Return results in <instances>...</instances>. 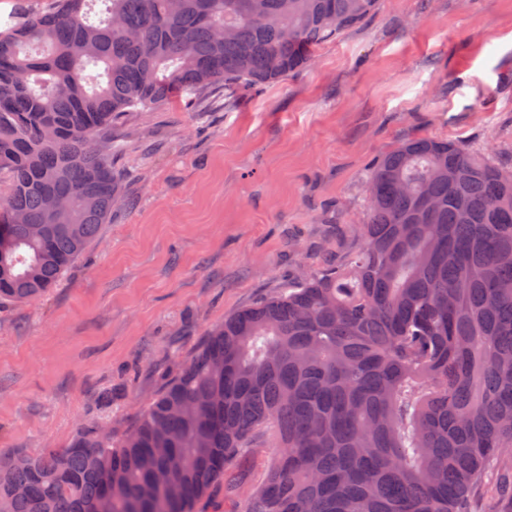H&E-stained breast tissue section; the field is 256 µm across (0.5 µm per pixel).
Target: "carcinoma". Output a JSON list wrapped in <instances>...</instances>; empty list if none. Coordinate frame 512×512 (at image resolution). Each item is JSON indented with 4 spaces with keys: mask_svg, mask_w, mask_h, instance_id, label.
Masks as SVG:
<instances>
[{
    "mask_svg": "<svg viewBox=\"0 0 512 512\" xmlns=\"http://www.w3.org/2000/svg\"><path fill=\"white\" fill-rule=\"evenodd\" d=\"M378 0H21L0 21V305L98 237L115 179L93 141L126 112L262 86ZM512 167L414 137L366 182L360 248L224 318L118 441L0 454V512H194L254 434L275 462L247 512H468L512 473Z\"/></svg>",
    "mask_w": 512,
    "mask_h": 512,
    "instance_id": "cac0c4a2",
    "label": "carcinoma"
}]
</instances>
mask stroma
Here are the masks:
<instances>
[{
  "instance_id": "35a3bbf8",
  "label": "stroma",
  "mask_w": 512,
  "mask_h": 512,
  "mask_svg": "<svg viewBox=\"0 0 512 512\" xmlns=\"http://www.w3.org/2000/svg\"><path fill=\"white\" fill-rule=\"evenodd\" d=\"M117 192L100 236L49 292L0 307V452L122 437L207 332L359 249L365 183L412 137L512 167V0H380L262 87L213 85L107 133ZM275 444L261 430L197 512H245Z\"/></svg>"
}]
</instances>
